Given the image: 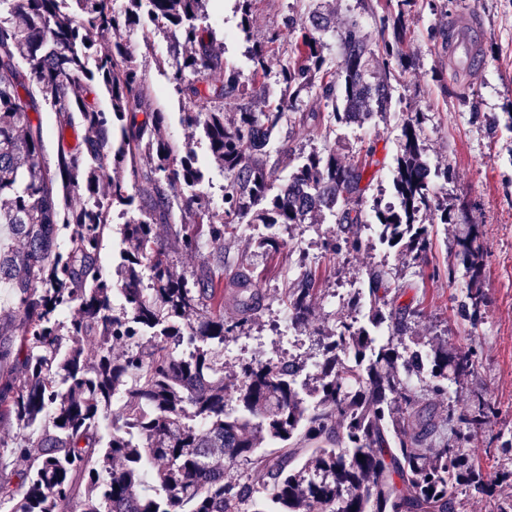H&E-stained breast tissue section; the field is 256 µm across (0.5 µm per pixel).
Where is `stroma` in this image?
I'll use <instances>...</instances> for the list:
<instances>
[{"label":"stroma","instance_id":"35a3bbf8","mask_svg":"<svg viewBox=\"0 0 512 512\" xmlns=\"http://www.w3.org/2000/svg\"><path fill=\"white\" fill-rule=\"evenodd\" d=\"M323 5L336 19L335 31L323 37V52L330 68H338L343 47L337 35L348 22L360 25L369 41H377L386 0H254L248 27H241L236 0H205L206 22L218 32L217 47L224 61L241 78L253 70L249 49L264 42L272 31L282 29L286 16L305 20L314 7ZM477 15L484 27L485 65L470 85L458 83L448 72L447 59L437 57L434 44L439 30L452 16ZM403 50L410 56L407 67L390 77L391 108L361 124L320 126L285 124L271 136L269 150L289 143L296 160L310 152L334 151L346 161L363 158L375 150L379 171L364 193L365 204L391 196L395 160L400 153L402 127L408 113L421 115L423 158L433 172L451 170L449 180H437L434 192L447 200L455 212L450 224L434 225L432 248L424 262L406 263L395 249L370 238L365 227H356L362 241L357 252L334 253L325 247L336 233L327 216H319L292 230L287 244L273 252L257 247L266 235L261 224L238 225L234 236L210 244L202 252L170 248L169 260L176 272L190 273L202 261L223 262L225 274L247 264L258 276L269 305L246 327L249 336L266 339L269 356L281 353L278 336L271 326L284 309L283 298L302 267L316 276V316L311 326L292 328L301 344L303 357L319 356L321 349L314 329L333 330L347 319L349 302L336 299L338 288L362 278L366 269L388 270L402 284L400 305L420 309L421 317L411 329L413 338L443 337L449 349L475 347L481 359L478 373L462 385L449 386L446 402L463 410L470 391L481 389L499 409L489 432L464 442V454L477 461L484 481L496 486V494L469 489L461 512H496L498 498L512 494V487L500 484L502 470L512 469V125H505V113H512V0H410L405 16ZM171 34L157 33L149 43L140 44L137 58L148 61V107L163 108L164 133L181 146L195 151L203 164L202 189L215 213L224 211V169L208 147L202 129L183 124L186 105L166 71L155 62L169 56ZM475 230L485 252L483 285L487 307L477 320L459 314L468 278L464 273L448 277L449 247L467 230Z\"/></svg>","mask_w":512,"mask_h":512}]
</instances>
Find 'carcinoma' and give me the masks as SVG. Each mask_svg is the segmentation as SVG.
I'll return each instance as SVG.
<instances>
[{
	"mask_svg": "<svg viewBox=\"0 0 512 512\" xmlns=\"http://www.w3.org/2000/svg\"><path fill=\"white\" fill-rule=\"evenodd\" d=\"M62 2L0 0V285L12 296L0 315V418L19 425L12 442L0 440V458L16 462L0 468V512H455L454 488L493 493L459 440L486 431L495 404L474 391L465 410L448 406L451 438L437 436L432 411L446 383L475 375L477 355L452 353L437 336L409 349L421 311L393 306L400 284L386 270L366 273L370 324L345 319L315 332L322 361L310 387L317 401L307 406L300 369L287 362L249 359L224 375V342L267 306L248 268L231 278L239 318L228 323L224 268L203 262L177 276L168 260L169 240L199 250L244 222L265 225L260 245L276 252L281 231L317 212L338 224L334 251L360 248L350 233L366 223L361 183L373 150L356 163L316 152L293 167L289 146L273 156L263 142L293 114L317 119L301 114L304 91L341 123L387 111V81L368 62L407 59L401 6L409 0H397L400 10L384 21L390 39L370 43L359 26L348 29L334 72L322 54L330 20L312 11L278 73L275 106L244 104L233 123L224 121V101L244 88L202 21L203 0H72L77 17ZM94 30L112 32L104 54ZM157 31L186 46L169 63L185 102H213L184 120L202 128L224 167L221 216L200 189L195 152L163 138L165 113L146 109L132 37L146 42ZM280 38L274 32L251 48L256 95ZM78 85L105 91L111 111L75 94ZM43 103L60 123L52 165ZM78 125L88 135L72 144L67 132ZM421 137L420 120L408 119L393 182L399 205H371L382 241L413 263L431 249L432 224L451 220L427 181ZM288 167L285 185L269 195ZM117 208L127 216L123 248L115 278L105 279L99 251ZM450 254L448 273L459 264L469 274L462 315L475 318L486 307L477 236L458 238ZM316 297L305 269L285 292L292 326L313 323Z\"/></svg>",
	"mask_w": 512,
	"mask_h": 512,
	"instance_id": "1",
	"label": "carcinoma"
}]
</instances>
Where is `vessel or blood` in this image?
Here are the masks:
<instances>
[{
  "mask_svg": "<svg viewBox=\"0 0 512 512\" xmlns=\"http://www.w3.org/2000/svg\"><path fill=\"white\" fill-rule=\"evenodd\" d=\"M484 36L479 20L469 14L455 17L448 26L447 44L437 50L448 55V67L459 78L466 79L483 67Z\"/></svg>",
  "mask_w": 512,
  "mask_h": 512,
  "instance_id": "obj_1",
  "label": "vessel or blood"
}]
</instances>
